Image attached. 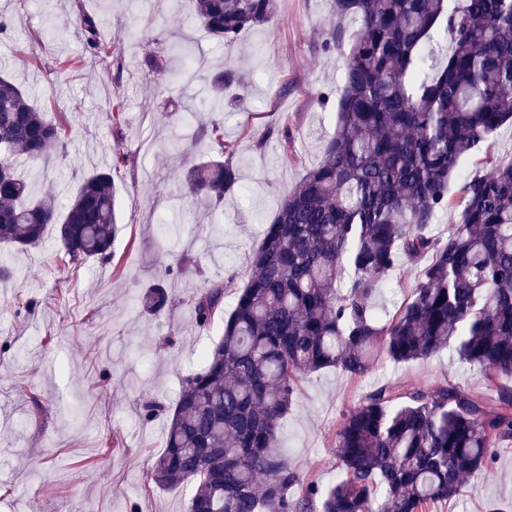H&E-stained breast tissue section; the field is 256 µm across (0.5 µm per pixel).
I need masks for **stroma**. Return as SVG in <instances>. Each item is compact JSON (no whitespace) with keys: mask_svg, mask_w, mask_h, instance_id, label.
<instances>
[{"mask_svg":"<svg viewBox=\"0 0 512 512\" xmlns=\"http://www.w3.org/2000/svg\"><path fill=\"white\" fill-rule=\"evenodd\" d=\"M93 15L120 47L122 67L88 63L84 39L69 21ZM11 27L0 35V66L28 89L49 118L66 114L68 139L48 162H22L34 194H75L84 175L129 162L114 176L118 219L115 264L61 263L54 233L37 248L0 247V512H188L192 485L168 490L146 484L163 449L165 415L145 418L142 395L173 405L184 377L222 335L223 313L199 328L182 298L228 275L245 279L249 255L279 200L322 159L336 126L334 107L317 97L340 93V52L320 46L336 20L329 0H279L273 27L242 33L236 45L216 41L192 14L190 0H0ZM169 56L172 69L200 59V79L145 82L139 59ZM77 61L60 73V59ZM243 78L240 101L223 115L224 133L238 140L237 164L246 194L224 200L216 225L199 223L180 196L184 168L206 151L175 153L172 141L189 128L173 112H204L203 86L226 66ZM125 103V127L115 135L112 96ZM290 126L294 147L266 138ZM191 261L200 274L172 278L165 306L147 312L138 300L165 268ZM419 267L403 263L373 300L377 314L396 312ZM33 304L19 312V303ZM175 344H168V337ZM481 391L482 372L440 353L425 363L383 362L359 381L329 369L307 376L284 422L281 441L293 465L328 484L336 478V433L342 413L370 388L398 381L437 386L444 379ZM464 497L429 512H492L512 503V442L494 465L466 482Z\"/></svg>","mask_w":512,"mask_h":512,"instance_id":"35a3bbf8","label":"stroma"}]
</instances>
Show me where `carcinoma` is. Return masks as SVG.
<instances>
[{"instance_id":"cac0c4a2","label":"carcinoma","mask_w":512,"mask_h":512,"mask_svg":"<svg viewBox=\"0 0 512 512\" xmlns=\"http://www.w3.org/2000/svg\"><path fill=\"white\" fill-rule=\"evenodd\" d=\"M330 11L336 26L322 49L348 51L322 161L280 201L243 284L232 274L185 298L202 328L236 289L223 336L174 405L141 401L148 418L168 413L147 483L194 484L189 512H426L463 496L466 478L512 440L511 387L490 398L446 379L385 383L343 413L329 486L304 480L281 446L301 381L325 369L358 380L381 359L423 362L447 349L492 384L512 377V162L488 153L487 172L460 171L512 124V0H331ZM194 12L213 38L233 42L273 26L278 0H195ZM73 24L90 58L110 57L92 16L80 12ZM440 31L451 47L438 67ZM139 69L154 84L171 72L157 55ZM236 80L229 70L209 82L208 111H224ZM192 120L210 158L185 172L182 189L213 215L243 190L237 147L222 122ZM66 135L0 71V243L26 250L52 228L62 263H109L113 172L125 156L85 175L64 204L52 191L33 196L15 172L21 157L47 161ZM449 212L454 223L434 234ZM426 256L409 296L381 321L373 296L401 260ZM165 293L157 283L140 304L157 312Z\"/></svg>"}]
</instances>
